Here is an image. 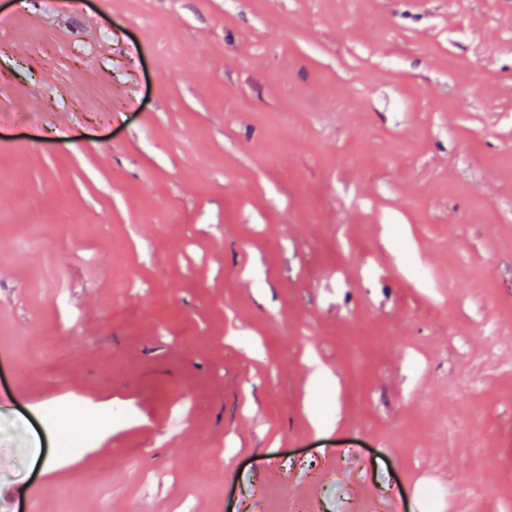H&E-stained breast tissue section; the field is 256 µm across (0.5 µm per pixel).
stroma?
<instances>
[{"label":"stroma","mask_w":512,"mask_h":512,"mask_svg":"<svg viewBox=\"0 0 512 512\" xmlns=\"http://www.w3.org/2000/svg\"><path fill=\"white\" fill-rule=\"evenodd\" d=\"M0 19V505L512 512V0ZM88 438V430L69 428L66 432L56 437L51 456L62 457L76 451L78 448H85Z\"/></svg>","instance_id":"obj_1"}]
</instances>
